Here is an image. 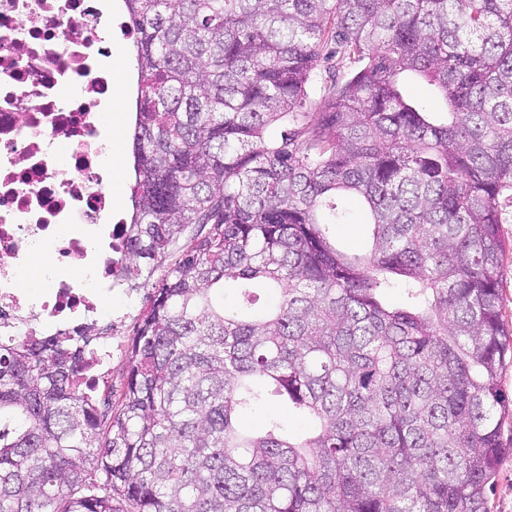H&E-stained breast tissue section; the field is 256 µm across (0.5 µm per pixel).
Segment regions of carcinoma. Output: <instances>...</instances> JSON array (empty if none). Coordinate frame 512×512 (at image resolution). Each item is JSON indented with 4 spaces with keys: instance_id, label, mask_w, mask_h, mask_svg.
<instances>
[{
    "instance_id": "carcinoma-1",
    "label": "carcinoma",
    "mask_w": 512,
    "mask_h": 512,
    "mask_svg": "<svg viewBox=\"0 0 512 512\" xmlns=\"http://www.w3.org/2000/svg\"><path fill=\"white\" fill-rule=\"evenodd\" d=\"M123 3L125 275L160 278L104 422L79 386L93 326L0 342V512H488L512 416V0ZM330 41L359 67L314 112ZM415 78L444 122L407 95ZM349 193L370 212L365 257L330 240ZM258 282L277 294L259 312ZM270 397L312 429H240ZM501 234L506 243L502 259L500 280V307L505 327L512 337V203L501 201Z\"/></svg>"
}]
</instances>
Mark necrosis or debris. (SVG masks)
<instances>
[{"instance_id":"necrosis-or-debris-1","label":"necrosis or debris","mask_w":512,"mask_h":512,"mask_svg":"<svg viewBox=\"0 0 512 512\" xmlns=\"http://www.w3.org/2000/svg\"><path fill=\"white\" fill-rule=\"evenodd\" d=\"M112 0H0V335H78L108 319L124 285L127 224L113 210L110 58L132 25ZM44 294L19 285L35 256ZM86 348L98 389L123 345L122 323Z\"/></svg>"}]
</instances>
